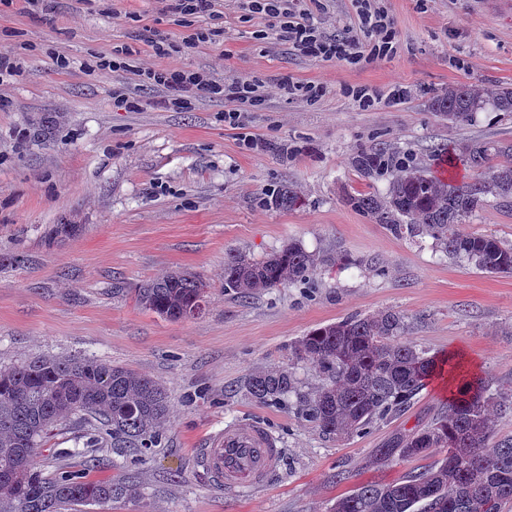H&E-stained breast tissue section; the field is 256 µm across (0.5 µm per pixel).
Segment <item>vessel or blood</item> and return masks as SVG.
Segmentation results:
<instances>
[{"instance_id":"vessel-or-blood-1","label":"vessel or blood","mask_w":512,"mask_h":512,"mask_svg":"<svg viewBox=\"0 0 512 512\" xmlns=\"http://www.w3.org/2000/svg\"><path fill=\"white\" fill-rule=\"evenodd\" d=\"M196 456L213 486L229 494L261 486L282 459L276 437L259 423L230 425L211 432L197 448Z\"/></svg>"}]
</instances>
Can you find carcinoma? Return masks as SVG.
<instances>
[{
	"instance_id": "obj_1",
	"label": "carcinoma",
	"mask_w": 512,
	"mask_h": 512,
	"mask_svg": "<svg viewBox=\"0 0 512 512\" xmlns=\"http://www.w3.org/2000/svg\"><path fill=\"white\" fill-rule=\"evenodd\" d=\"M489 101L512 112V89L450 86L432 99L431 109L451 122L466 121ZM478 147L468 160L488 167V173L461 183L406 164L386 143L363 150L352 161L361 176L392 178L385 193L364 194L352 203L396 235H427L448 255L482 271L512 273L511 245L459 229L488 197L512 199V165H490L498 147ZM298 199L295 188L285 185L271 203L291 207ZM319 264L318 256L296 243L262 260L230 252L224 289L251 298L305 282ZM205 288L200 276L177 271L138 288L137 299L178 321L188 308L205 305ZM405 329V316L392 309L315 328L292 351L312 366L321 385L302 393L293 372L275 366L251 374L246 391L274 405L295 396L298 417L338 441L362 434L407 409L444 367H460L404 342ZM168 411V394L159 382L98 358L37 355L0 368V512H76L136 493L131 480L114 483L68 472L45 476L36 463L42 442L59 424L90 416L122 447L152 448ZM503 415H512L511 392L488 395L481 382L460 379L430 424L391 434L364 468L380 471L396 458L427 457L440 448L448 455L392 483H362L336 498L330 512H505L512 503V436H497L495 420Z\"/></svg>"
}]
</instances>
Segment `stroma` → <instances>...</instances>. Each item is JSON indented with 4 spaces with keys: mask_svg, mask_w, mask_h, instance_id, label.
<instances>
[{
    "mask_svg": "<svg viewBox=\"0 0 512 512\" xmlns=\"http://www.w3.org/2000/svg\"><path fill=\"white\" fill-rule=\"evenodd\" d=\"M397 30L395 54L356 65L302 56L266 37V20L242 0H219L193 19L212 37L164 59L216 82L256 78L264 104L245 129L224 125L223 97L191 108L161 105L160 88L123 74L110 80L85 65L119 50L154 64L144 26L171 39L183 17L160 0H50L31 13L23 0L0 12V50L19 51L23 73L0 85V366L38 354L89 356L148 375L166 389L170 411L156 447L118 452L106 433L58 425L37 463L97 480L135 477L142 499L83 512H328L358 484L392 482L424 467L403 459L379 472L363 463L398 429L426 425L448 401L447 377L429 380L410 407L364 435L339 441L299 421L293 408L247 395L256 369L292 365L301 390L320 379L294 361L292 344L350 315L393 309L406 341L460 360L490 391H512V273L489 274L448 256L428 236L394 235L351 200L385 193L390 178H362L351 164L384 141L401 158L433 167L432 146L491 142L493 164H512V112L493 104L464 122L430 108L451 85L512 87V0H378ZM311 22L333 34L358 27L357 0H303ZM70 61L58 70L56 55ZM314 82L315 102L278 91ZM408 90L398 103L362 109L353 88ZM135 98L131 111L120 96ZM27 136L15 141L12 133ZM261 140L248 148L243 134ZM292 184L297 205L271 203ZM59 224L77 233L52 238ZM463 231L512 245V204L489 199ZM297 243L319 254L309 282L241 300L224 289V259H261ZM201 277L203 312L177 322L145 309L137 290L159 275ZM267 424L279 437L280 470L259 488L229 497L197 465L205 435L228 424ZM350 477L337 481L338 470Z\"/></svg>",
    "mask_w": 512,
    "mask_h": 512,
    "instance_id": "35a3bbf8",
    "label": "stroma"
}]
</instances>
